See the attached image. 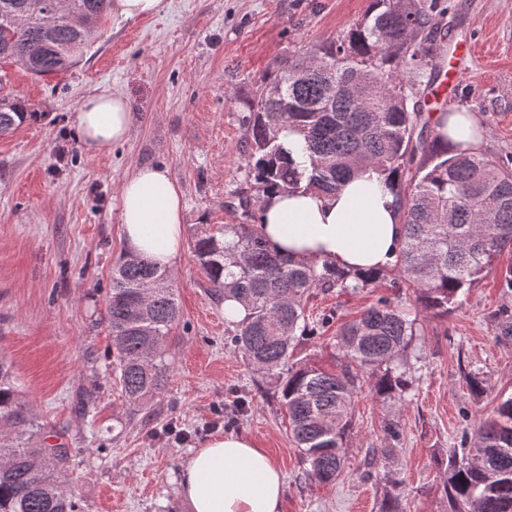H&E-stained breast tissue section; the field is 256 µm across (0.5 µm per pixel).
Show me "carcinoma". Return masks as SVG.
<instances>
[{"mask_svg": "<svg viewBox=\"0 0 512 512\" xmlns=\"http://www.w3.org/2000/svg\"><path fill=\"white\" fill-rule=\"evenodd\" d=\"M112 0H0V62L33 77L66 72L93 42ZM433 0H371L342 37L288 59L263 80L245 116L248 176L257 192L304 188L325 194L351 174L374 168L396 187L404 244L394 264L350 273L317 268L272 251L251 221L260 196L242 191L246 221L194 244L198 264L217 297L247 310L226 321L225 341L256 371L277 379L288 430L309 474L323 484L340 475L354 429L360 377L384 402L409 389L405 353L418 318L387 296L338 330L341 363L326 370L293 360L297 336H311L306 312L317 289L357 292L386 276L413 291L421 313L444 317L459 295L499 265L512 247V157L492 161L464 141L430 126L421 97L439 77ZM0 136L44 119L23 98L3 93ZM303 137L309 166L298 168L283 133ZM104 320L118 363V383L135 408L165 390L167 343L180 320L167 270L126 254L112 268ZM0 512H76L59 474L72 449L43 444L42 427L18 397L10 367L0 359ZM463 457L448 459L442 484L450 512H512V397L480 422ZM381 512H403L397 485Z\"/></svg>", "mask_w": 512, "mask_h": 512, "instance_id": "carcinoma-1", "label": "carcinoma"}]
</instances>
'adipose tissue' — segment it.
<instances>
[{
  "mask_svg": "<svg viewBox=\"0 0 512 512\" xmlns=\"http://www.w3.org/2000/svg\"><path fill=\"white\" fill-rule=\"evenodd\" d=\"M132 124L124 95L99 92L80 102L75 132L86 151L98 153L124 143ZM118 197L127 252L163 268L175 264L183 250L182 192L168 169L138 167L121 183ZM257 230L274 252L345 270L394 263L404 238L397 195L370 168L332 194L268 192ZM179 484L191 512H282L280 469L242 434L216 436L195 449Z\"/></svg>",
  "mask_w": 512,
  "mask_h": 512,
  "instance_id": "ef3b65f1",
  "label": "adipose tissue"
}]
</instances>
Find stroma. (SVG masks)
<instances>
[{
    "label": "stroma",
    "instance_id": "stroma-1",
    "mask_svg": "<svg viewBox=\"0 0 512 512\" xmlns=\"http://www.w3.org/2000/svg\"><path fill=\"white\" fill-rule=\"evenodd\" d=\"M441 26L471 46L449 50L461 71L454 112L480 119L479 150L512 156V0H438ZM370 0H165L153 17L112 14L80 62L36 78L6 66L7 88L44 111L0 136V357L51 443L77 449L60 475L77 512H191L179 473L212 433H241L266 449L285 479L282 512H379L391 483L405 512H448L442 490L448 454L476 421L512 396V291L499 272L458 298L445 317L421 318L412 385L390 404L370 389L356 397L344 470L330 484L307 476L288 433V416L270 381L224 343V301L212 295L194 241L242 221L236 193L248 185L244 119L262 78L288 58L343 35ZM127 97L126 142L89 153L74 121L89 94ZM142 165L162 166L184 200V251L168 269L181 320L166 390L136 412L116 379L112 339L102 318L112 267L125 251L118 188ZM414 306L409 291L382 280L356 294L316 291L312 316H355L379 297ZM295 358L335 367V327L298 341ZM478 373L473 392L467 373ZM89 398L90 420L75 406ZM249 402L234 409L237 398ZM400 420L399 443L383 438ZM97 436H90V429Z\"/></svg>",
    "mask_w": 512,
    "mask_h": 512
}]
</instances>
